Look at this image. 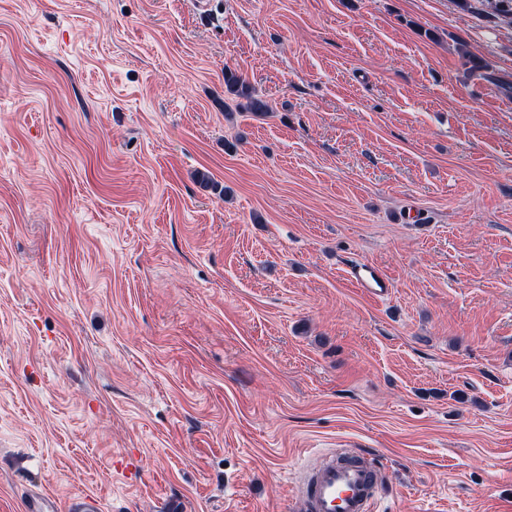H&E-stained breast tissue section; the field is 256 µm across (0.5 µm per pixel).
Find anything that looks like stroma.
<instances>
[{
	"label": "stroma",
	"mask_w": 512,
	"mask_h": 512,
	"mask_svg": "<svg viewBox=\"0 0 512 512\" xmlns=\"http://www.w3.org/2000/svg\"><path fill=\"white\" fill-rule=\"evenodd\" d=\"M342 448L374 512H512V23L0 0V512H290ZM349 274L356 284L373 298L384 299L390 294L389 278L374 265L356 262L350 266Z\"/></svg>",
	"instance_id": "stroma-1"
}]
</instances>
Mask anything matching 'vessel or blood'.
I'll return each mask as SVG.
<instances>
[{
    "label": "vessel or blood",
    "mask_w": 512,
    "mask_h": 512,
    "mask_svg": "<svg viewBox=\"0 0 512 512\" xmlns=\"http://www.w3.org/2000/svg\"><path fill=\"white\" fill-rule=\"evenodd\" d=\"M350 275L371 297L386 298L390 280L378 267L355 263ZM382 482V472L367 458L342 452L314 470L296 489L291 499L293 512H373Z\"/></svg>",
    "instance_id": "b4317fda"
}]
</instances>
